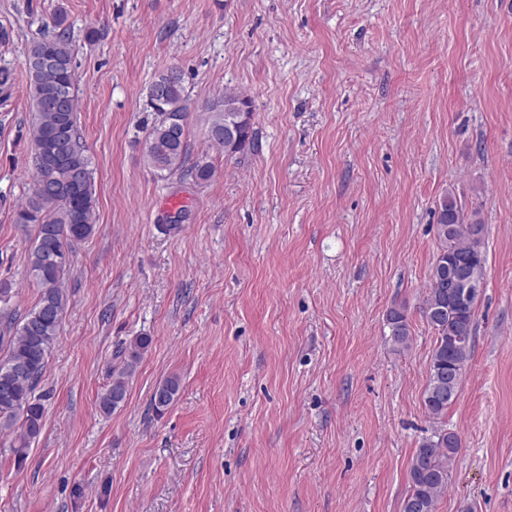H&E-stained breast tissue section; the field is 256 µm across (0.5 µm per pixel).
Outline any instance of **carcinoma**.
I'll list each match as a JSON object with an SVG mask.
<instances>
[{"label":"carcinoma","mask_w":512,"mask_h":512,"mask_svg":"<svg viewBox=\"0 0 512 512\" xmlns=\"http://www.w3.org/2000/svg\"><path fill=\"white\" fill-rule=\"evenodd\" d=\"M25 72L33 183H43L49 190L32 189L15 211V223L36 228L27 269L39 288V297L23 317H17L12 309V285L0 281V345L7 350L6 358L0 359V431L13 433L11 451L20 464L44 426V406L35 396V389L60 337L68 304L64 278L75 246L88 239L95 228V169L78 126L73 32L64 11L54 13L28 42ZM147 105L155 112L156 120L145 137L146 164L156 170L181 171L200 181L210 180L214 168L206 158L187 165L186 127L191 99L184 71L172 66L159 74L148 87ZM205 110L208 139L224 148V155H243L254 147L253 111L246 97L226 89L208 102ZM437 210L438 250L422 314L436 333L423 406L430 417L439 420L448 413L458 393L455 386L453 394H448V369L465 375L480 297L476 293L449 300L448 281L442 270L462 261L482 281L486 257L481 249L484 224L477 213L464 216L452 194L439 201ZM386 322L394 350L401 353L409 349L412 337L405 309L390 308ZM151 342L148 336H138L115 352L110 382L97 399L102 413L112 414L127 399L132 378ZM180 386L177 375L161 381L151 396L153 408L159 413L168 408ZM459 448V437L442 427L420 444L411 460L409 492L402 512H436L439 497L448 487L449 466Z\"/></svg>","instance_id":"obj_1"}]
</instances>
